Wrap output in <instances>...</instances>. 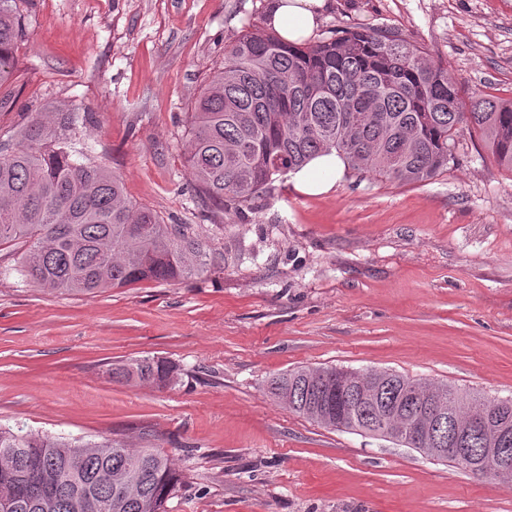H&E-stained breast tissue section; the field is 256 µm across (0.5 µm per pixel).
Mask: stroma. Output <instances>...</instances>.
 Segmentation results:
<instances>
[{
    "instance_id": "1",
    "label": "stroma",
    "mask_w": 512,
    "mask_h": 512,
    "mask_svg": "<svg viewBox=\"0 0 512 512\" xmlns=\"http://www.w3.org/2000/svg\"><path fill=\"white\" fill-rule=\"evenodd\" d=\"M270 2L18 0L29 32L0 137L34 112L84 113L128 199L191 225L224 266L93 297L0 275V425L160 450L181 474L167 512H512L510 484L323 427L267 391L287 370L337 366L512 395V173L480 132L423 183L350 169L313 196L288 177L243 215L199 197L185 114ZM358 25L447 64L462 99L512 98V0H331L315 36ZM147 356L180 382L107 373Z\"/></svg>"
}]
</instances>
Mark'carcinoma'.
I'll use <instances>...</instances> for the list:
<instances>
[{
	"mask_svg": "<svg viewBox=\"0 0 512 512\" xmlns=\"http://www.w3.org/2000/svg\"><path fill=\"white\" fill-rule=\"evenodd\" d=\"M0 0V112L17 100L16 51L26 28ZM78 112H37L0 140V247L18 246L14 270L28 284L93 295L142 281L177 283L219 264L182 224L132 203L120 178L91 155ZM481 132L499 167L512 172V100L478 94L464 105L448 66L388 27L356 26L303 46L245 30L224 49L188 113L187 164L199 195L243 213L275 182L336 149L352 169L380 180L418 183L448 168L457 138ZM337 367H299L272 377L268 392L289 410L334 430L367 435L361 415L336 411L324 390ZM112 378L156 388L174 385L176 365L154 357L112 366ZM408 389L434 392L461 428L494 399L446 383L401 376ZM180 482L171 460L119 440L83 442L21 434L0 426V501L8 512H165ZM55 487L50 507L40 488Z\"/></svg>",
	"mask_w": 512,
	"mask_h": 512,
	"instance_id": "carcinoma-1",
	"label": "carcinoma"
}]
</instances>
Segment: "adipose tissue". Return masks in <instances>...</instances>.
I'll return each instance as SVG.
<instances>
[{
    "mask_svg": "<svg viewBox=\"0 0 512 512\" xmlns=\"http://www.w3.org/2000/svg\"><path fill=\"white\" fill-rule=\"evenodd\" d=\"M327 5L328 0H272L266 24L285 42L299 46L314 35ZM346 169V161L334 151L314 158L296 171L294 184L303 193H325Z\"/></svg>",
    "mask_w": 512,
    "mask_h": 512,
    "instance_id": "obj_1",
    "label": "adipose tissue"
}]
</instances>
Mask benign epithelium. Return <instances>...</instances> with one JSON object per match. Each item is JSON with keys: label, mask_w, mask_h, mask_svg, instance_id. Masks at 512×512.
Listing matches in <instances>:
<instances>
[{"label": "benign epithelium", "mask_w": 512, "mask_h": 512, "mask_svg": "<svg viewBox=\"0 0 512 512\" xmlns=\"http://www.w3.org/2000/svg\"><path fill=\"white\" fill-rule=\"evenodd\" d=\"M354 406L373 421L382 435L392 432L394 418H402L399 431L414 439L421 446L419 452L425 457L431 454H450L462 460L477 475L493 472L507 476L512 473V450L488 448L475 454L468 448L472 436L488 431V422L504 407L502 403L475 415L469 427H450L446 433L443 432L444 419L434 401H419L398 388L393 381L382 382L355 400Z\"/></svg>", "instance_id": "obj_1"}]
</instances>
